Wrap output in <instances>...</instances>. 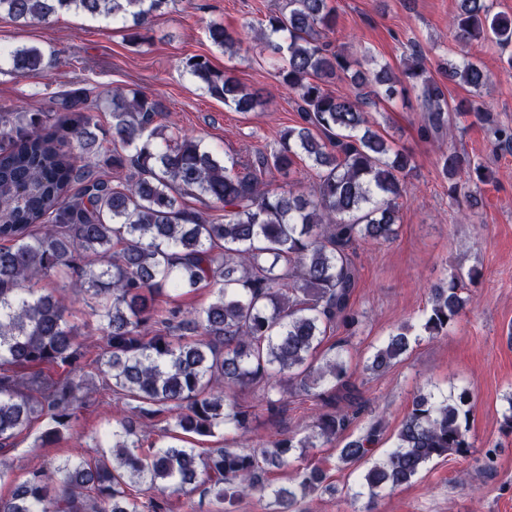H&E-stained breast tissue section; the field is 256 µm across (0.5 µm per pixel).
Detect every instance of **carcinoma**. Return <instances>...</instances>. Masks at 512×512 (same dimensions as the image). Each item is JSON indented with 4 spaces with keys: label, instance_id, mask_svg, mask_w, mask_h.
Instances as JSON below:
<instances>
[{
    "label": "carcinoma",
    "instance_id": "cac0c4a2",
    "mask_svg": "<svg viewBox=\"0 0 512 512\" xmlns=\"http://www.w3.org/2000/svg\"><path fill=\"white\" fill-rule=\"evenodd\" d=\"M171 0H0V15L26 26L73 11L122 25L129 41ZM261 49L276 62L279 81L298 96L301 122L279 132L278 147L223 159L202 139L160 121L158 100L137 90L103 99L78 83L50 97L44 109L0 107V454L34 420L47 421L42 445L57 443L86 406L83 378L94 365L105 385L139 402L112 428V458H64L52 471L37 468L0 497V512H170L171 502L144 487L201 484L221 501L241 495L269 500L271 512H298L310 494L333 489L319 466L294 469L288 485L267 477L298 448L341 441L345 466L369 460L382 440V421L346 435L364 404L341 352L320 356L331 333L358 323L354 295L361 242L397 233L399 200L414 157L373 129L367 105L419 92L425 130L448 126L451 111L490 128L512 146V126L495 123L477 93L487 74L469 56L447 63L448 77L472 98L452 109L441 84L413 51L397 77L372 58L329 48L336 27L328 0H288L260 23ZM459 51L489 40L512 46V18L493 12V0H459L450 21ZM211 42L237 54L238 34L207 27ZM16 76L43 71L50 57L36 45L0 44V64ZM212 98L238 112L266 101L205 58L182 61ZM347 77L357 89L335 95L326 84ZM110 113L103 126L100 113ZM307 160L316 182L307 192L270 187ZM449 196L470 193L461 173L471 161L452 144L440 158ZM126 171L117 184L103 170ZM199 207L190 209L186 199ZM73 281L87 299L104 350L95 358L66 317L56 288L43 280ZM201 288L214 299L188 311L179 298ZM463 275L431 289L421 329L448 332L462 316ZM410 348L398 328L369 359L382 374ZM288 387L320 401L310 433L271 447L214 448L202 455L191 438L224 426L251 432L249 410L224 402L223 387L261 391L267 410L284 412ZM473 396L419 393L393 449L363 475L369 498L415 479L428 463L471 454ZM163 417L167 441L139 434L143 420Z\"/></svg>",
    "mask_w": 512,
    "mask_h": 512
}]
</instances>
